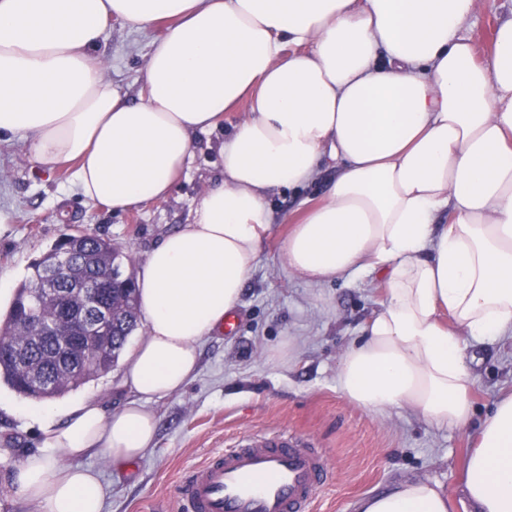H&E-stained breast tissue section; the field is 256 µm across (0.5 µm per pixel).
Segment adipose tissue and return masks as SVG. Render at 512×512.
Here are the masks:
<instances>
[{"instance_id":"ef3b65f1","label":"adipose tissue","mask_w":512,"mask_h":512,"mask_svg":"<svg viewBox=\"0 0 512 512\" xmlns=\"http://www.w3.org/2000/svg\"><path fill=\"white\" fill-rule=\"evenodd\" d=\"M476 0H0V142L38 163L75 164L79 192L124 212L166 198L195 136L223 131L220 175L189 223L136 275L146 336L115 413L94 401L45 425L13 484L42 512H103L106 489L78 458L122 470L155 443L149 401L181 392L198 343L224 323L276 215L272 193L308 185L284 243L289 270L321 286L383 278L381 310L338 368L343 395L381 413L407 407L439 427L471 417L458 332L512 335V19L487 59L466 34ZM168 22L130 103L97 50L110 20ZM250 115L221 130L225 113ZM448 313L453 326L441 323ZM464 486L474 512H512V393L482 421ZM357 512H448L429 483L359 501Z\"/></svg>"}]
</instances>
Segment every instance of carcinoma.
Listing matches in <instances>:
<instances>
[{
  "mask_svg": "<svg viewBox=\"0 0 512 512\" xmlns=\"http://www.w3.org/2000/svg\"><path fill=\"white\" fill-rule=\"evenodd\" d=\"M119 256L112 240L76 229L33 263L4 321L8 342L0 345V381L32 398L34 381L43 379L56 384L52 397H60L96 376L82 371L83 344L101 350L103 371L112 368L140 317L134 282L122 276ZM98 286L111 314L108 327L81 345L61 341L75 335L71 320L83 308L81 289Z\"/></svg>",
  "mask_w": 512,
  "mask_h": 512,
  "instance_id": "1",
  "label": "carcinoma"
}]
</instances>
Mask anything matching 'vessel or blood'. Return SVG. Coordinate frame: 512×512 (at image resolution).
Here are the masks:
<instances>
[{"label":"vessel or blood","instance_id":"obj_1","mask_svg":"<svg viewBox=\"0 0 512 512\" xmlns=\"http://www.w3.org/2000/svg\"><path fill=\"white\" fill-rule=\"evenodd\" d=\"M329 479L308 435L255 434L200 467L181 489L187 512H312Z\"/></svg>","mask_w":512,"mask_h":512}]
</instances>
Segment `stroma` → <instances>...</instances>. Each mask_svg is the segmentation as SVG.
Returning a JSON list of instances; mask_svg holds the SVG:
<instances>
[{
    "mask_svg": "<svg viewBox=\"0 0 512 512\" xmlns=\"http://www.w3.org/2000/svg\"><path fill=\"white\" fill-rule=\"evenodd\" d=\"M509 18L512 0H476L469 34L480 57L489 56L497 25ZM165 32L162 24L140 31L112 20L98 51L105 76L138 97L151 45ZM218 141L215 134L196 137L188 174L172 194L126 212L87 201L74 167L37 163L17 141L1 144L0 208L12 221L0 230V275L18 289L31 264L73 226L111 239L123 252V276L135 277L150 249L187 223L212 185ZM332 177L326 170L306 188L271 197L272 209L288 221L273 225L246 279L235 309L237 333L219 331L201 341L193 380L182 392L150 402L158 419L154 448L121 475L104 456L81 459L106 484L104 512H179L181 487L208 457L246 436L281 429L311 436L328 459L331 478L314 512H356L362 497L417 481L441 491L448 512H472L465 465L482 419L500 395L512 392V337H461L474 380L473 412L463 426L437 428L406 407L372 413L346 399L337 383L339 363L379 309L385 288L369 278L316 288L288 270L283 254L289 225L303 214L302 200L320 198ZM127 365L120 357L108 373L58 397V405L89 399L117 411L127 398L121 386ZM26 402L0 383V512H38L12 485L17 464L46 438L39 424L18 414Z\"/></svg>",
    "mask_w": 512,
    "mask_h": 512,
    "instance_id": "35a3bbf8",
    "label": "stroma"
}]
</instances>
